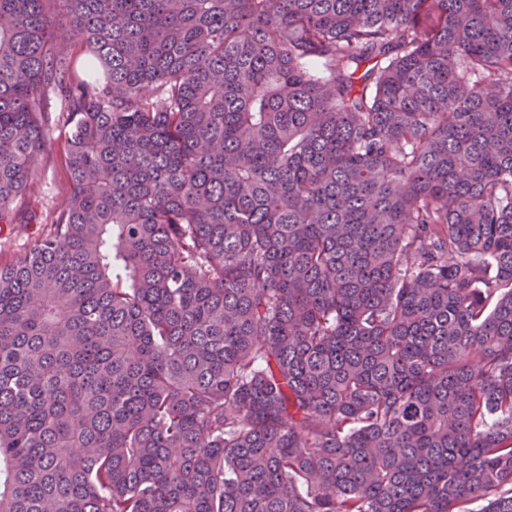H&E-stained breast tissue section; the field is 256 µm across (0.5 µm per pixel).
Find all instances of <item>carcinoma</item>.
<instances>
[{
  "instance_id": "carcinoma-1",
  "label": "carcinoma",
  "mask_w": 512,
  "mask_h": 512,
  "mask_svg": "<svg viewBox=\"0 0 512 512\" xmlns=\"http://www.w3.org/2000/svg\"><path fill=\"white\" fill-rule=\"evenodd\" d=\"M48 90L0 512H512V0H0V224ZM45 109L48 112V147L38 160L40 176L30 183L18 198L16 209L26 220L30 214L42 219L41 224L24 221L17 224H0V264L15 262L24 255L50 224L51 216L67 204L68 172L64 162L65 129L58 126L60 102L49 90Z\"/></svg>"
}]
</instances>
